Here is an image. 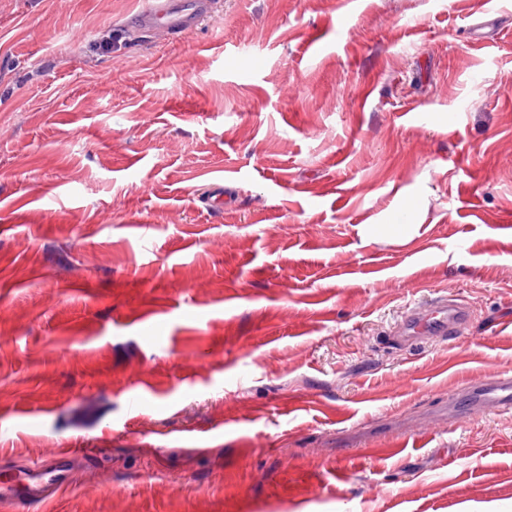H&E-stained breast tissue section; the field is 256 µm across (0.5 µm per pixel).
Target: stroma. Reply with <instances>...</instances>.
I'll return each mask as SVG.
<instances>
[{
	"label": "stroma",
	"instance_id": "1",
	"mask_svg": "<svg viewBox=\"0 0 512 512\" xmlns=\"http://www.w3.org/2000/svg\"><path fill=\"white\" fill-rule=\"evenodd\" d=\"M149 2L0 0V471L101 449L54 512H512V412L449 404L512 376V0L488 47L479 0L169 42ZM448 294L460 333L390 346Z\"/></svg>",
	"mask_w": 512,
	"mask_h": 512
}]
</instances>
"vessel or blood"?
<instances>
[{"mask_svg": "<svg viewBox=\"0 0 512 512\" xmlns=\"http://www.w3.org/2000/svg\"><path fill=\"white\" fill-rule=\"evenodd\" d=\"M217 7V0H153L150 8L131 17L129 25L153 38L169 41L176 34L200 25ZM470 317L469 305L440 296L410 307L394 335L399 344L417 347L427 340L456 335ZM457 402L469 411L490 402L511 410L512 377L492 375L470 384ZM79 456L77 449L59 447L19 475L0 479V502L38 505L46 510L73 484Z\"/></svg>", "mask_w": 512, "mask_h": 512, "instance_id": "b4317fda", "label": "vessel or blood"}]
</instances>
